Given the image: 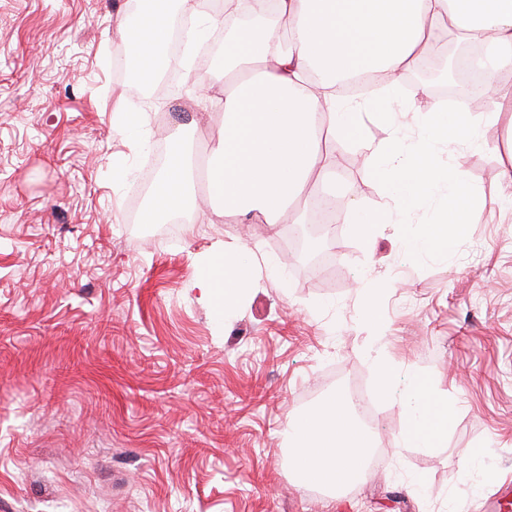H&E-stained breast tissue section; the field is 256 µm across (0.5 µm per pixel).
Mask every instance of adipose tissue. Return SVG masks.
<instances>
[{
	"label": "adipose tissue",
	"mask_w": 512,
	"mask_h": 512,
	"mask_svg": "<svg viewBox=\"0 0 512 512\" xmlns=\"http://www.w3.org/2000/svg\"><path fill=\"white\" fill-rule=\"evenodd\" d=\"M277 24L246 30L227 29L224 56L209 77L224 82V132L206 161L207 193L217 219L235 215L254 224L301 223L300 202L315 194L334 197V163L322 149L327 140H357L368 104L339 98L341 79L364 73L386 91L392 109L379 113L388 137L371 147L374 169L389 187L382 208L352 202L340 215L361 237L380 224H405L413 210L439 202L436 223L406 231L405 252L452 253L468 225L478 223L477 189L455 162L440 164L442 147L483 150L487 127L512 114V90L499 84L512 72V0H278ZM455 28L461 40L487 45L484 82L475 104L450 112L422 86L405 83L429 48ZM123 47L137 75L130 83L123 127L140 121L133 107L142 81L152 79L171 33L161 7L143 11L126 24ZM321 81H314L315 71ZM415 115L417 138H408L396 114ZM182 132H174V150L157 182L142 220L180 212L195 182V165ZM197 286L202 298L232 295L250 284L252 268L243 255L216 248L201 257ZM293 462L301 482L323 487L358 482L371 437L339 402L292 420L288 425Z\"/></svg>",
	"instance_id": "adipose-tissue-1"
}]
</instances>
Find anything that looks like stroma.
I'll list each match as a JSON object with an SVG mask.
<instances>
[{"instance_id":"stroma-1","label":"stroma","mask_w":512,"mask_h":512,"mask_svg":"<svg viewBox=\"0 0 512 512\" xmlns=\"http://www.w3.org/2000/svg\"><path fill=\"white\" fill-rule=\"evenodd\" d=\"M129 3L0 0V512H512V209L497 202L512 129L456 154L482 218L452 255L400 246L436 221L429 203L366 239L334 225L309 272L282 261L287 225L218 222L203 183L177 240L134 234L160 134L187 125L207 154L224 84L205 105L183 72L116 133ZM385 135L327 144L342 204L383 202L364 144ZM219 245L255 267L229 309L196 286ZM418 380L448 409L431 448L405 436ZM359 385L379 466L339 498L299 485L289 419Z\"/></svg>"}]
</instances>
